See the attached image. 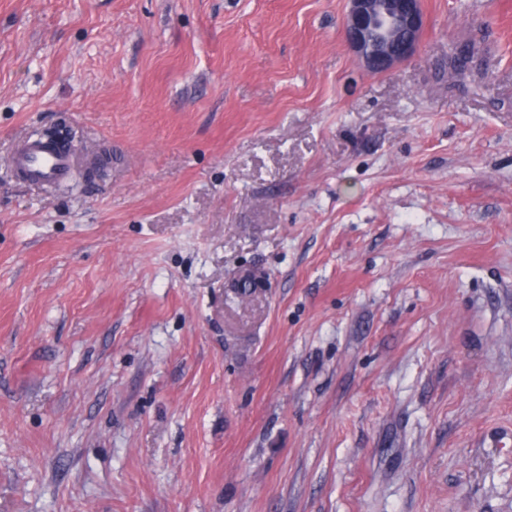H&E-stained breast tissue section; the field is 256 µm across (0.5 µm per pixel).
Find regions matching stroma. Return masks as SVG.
<instances>
[{"label":"stroma","mask_w":512,"mask_h":512,"mask_svg":"<svg viewBox=\"0 0 512 512\" xmlns=\"http://www.w3.org/2000/svg\"><path fill=\"white\" fill-rule=\"evenodd\" d=\"M348 8L0 0V512H512V0ZM345 37L372 72L389 70L416 49L423 30L420 0H349ZM78 160L76 152L68 149L62 153L46 147L39 139L28 140L17 152L14 163L27 174V179L49 187L66 181Z\"/></svg>","instance_id":"obj_1"}]
</instances>
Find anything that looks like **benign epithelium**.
I'll list each match as a JSON object with an SVG mask.
<instances>
[{"label":"benign epithelium","instance_id":"benign-epithelium-1","mask_svg":"<svg viewBox=\"0 0 512 512\" xmlns=\"http://www.w3.org/2000/svg\"><path fill=\"white\" fill-rule=\"evenodd\" d=\"M345 37L372 72H382L416 49L423 30L420 0H349Z\"/></svg>","mask_w":512,"mask_h":512}]
</instances>
